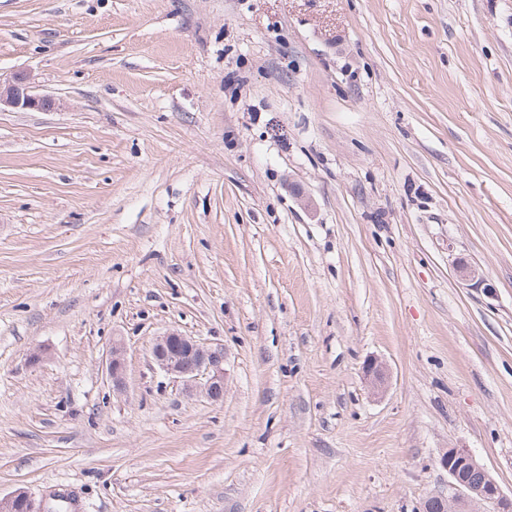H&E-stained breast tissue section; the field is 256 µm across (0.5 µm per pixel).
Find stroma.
Wrapping results in <instances>:
<instances>
[{
  "label": "stroma",
  "mask_w": 512,
  "mask_h": 512,
  "mask_svg": "<svg viewBox=\"0 0 512 512\" xmlns=\"http://www.w3.org/2000/svg\"><path fill=\"white\" fill-rule=\"evenodd\" d=\"M19 71L58 107L0 110V496L418 512L451 448L512 492V0H0ZM152 356L168 376L181 382L186 391L198 387L214 401L224 394V352L191 336L171 331L159 336ZM108 374L112 380L113 390H121L124 383L123 343L113 340L108 358Z\"/></svg>",
  "instance_id": "stroma-1"
}]
</instances>
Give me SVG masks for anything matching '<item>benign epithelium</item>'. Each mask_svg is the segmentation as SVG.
Returning a JSON list of instances; mask_svg holds the SVG:
<instances>
[{
	"label": "benign epithelium",
	"mask_w": 512,
	"mask_h": 512,
	"mask_svg": "<svg viewBox=\"0 0 512 512\" xmlns=\"http://www.w3.org/2000/svg\"><path fill=\"white\" fill-rule=\"evenodd\" d=\"M56 100L32 93L30 78L24 74L0 77V108L52 110ZM158 367L187 391L199 388L214 401L224 394V352L177 331L158 337L152 347ZM108 374L112 389L124 383L123 343L112 342L108 358ZM371 386L380 390L385 385L383 364L372 361L365 368ZM450 478L448 493L426 499L419 512H512V494L506 495L487 468L466 448H450L440 458ZM0 512H53L35 506L29 493L18 488L0 497Z\"/></svg>",
	"instance_id": "obj_1"
}]
</instances>
